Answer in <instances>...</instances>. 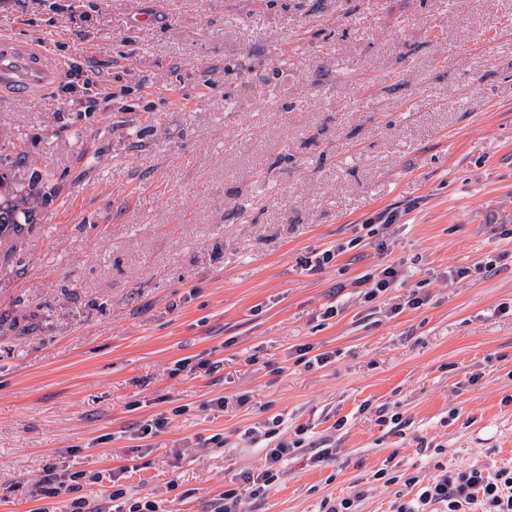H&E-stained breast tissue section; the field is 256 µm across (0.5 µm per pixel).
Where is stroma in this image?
I'll return each mask as SVG.
<instances>
[{"instance_id": "obj_1", "label": "stroma", "mask_w": 512, "mask_h": 512, "mask_svg": "<svg viewBox=\"0 0 512 512\" xmlns=\"http://www.w3.org/2000/svg\"><path fill=\"white\" fill-rule=\"evenodd\" d=\"M0 32L81 67L0 98V169L42 177L0 266V512H69L56 466L218 512L275 418L305 445L245 512L512 466V0H0ZM47 478L45 481L46 485H51L47 490H40L39 492H45L48 495H61L68 494L80 489L81 479L84 477V473L81 471L70 472L64 469L60 472L55 469L48 470Z\"/></svg>"}]
</instances>
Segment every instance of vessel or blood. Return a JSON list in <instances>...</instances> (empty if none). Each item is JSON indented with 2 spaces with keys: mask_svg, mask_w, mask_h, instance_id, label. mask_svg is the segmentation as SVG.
<instances>
[{
  "mask_svg": "<svg viewBox=\"0 0 512 512\" xmlns=\"http://www.w3.org/2000/svg\"><path fill=\"white\" fill-rule=\"evenodd\" d=\"M62 73V63L46 45L19 43L0 35V94L37 101Z\"/></svg>",
  "mask_w": 512,
  "mask_h": 512,
  "instance_id": "vessel-or-blood-1",
  "label": "vessel or blood"
}]
</instances>
